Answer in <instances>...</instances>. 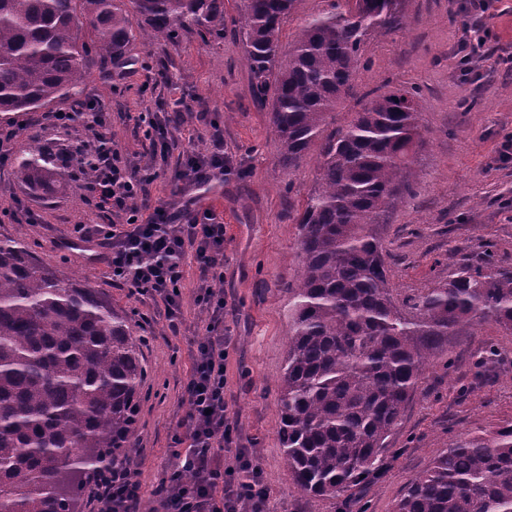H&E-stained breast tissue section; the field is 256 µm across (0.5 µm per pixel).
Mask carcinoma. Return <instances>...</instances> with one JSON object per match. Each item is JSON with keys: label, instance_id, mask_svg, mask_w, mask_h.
<instances>
[{"label": "carcinoma", "instance_id": "cac0c4a2", "mask_svg": "<svg viewBox=\"0 0 512 512\" xmlns=\"http://www.w3.org/2000/svg\"><path fill=\"white\" fill-rule=\"evenodd\" d=\"M133 4L145 41L224 30V0H0V115L76 98L95 69L125 58ZM295 0H240L256 100L278 160L295 170L318 146L316 186L297 218L278 400L288 475L310 497L345 496L379 478L389 438L426 369L464 326L512 329V270L493 251L399 300L378 228L411 191L421 140L416 88L371 92L329 128L377 31L406 28L404 0H330L282 52ZM15 178L49 194L62 174L33 146ZM146 370L126 317L93 289L0 238V512H78L105 460L133 447ZM394 512H512V425L451 442Z\"/></svg>", "mask_w": 512, "mask_h": 512}]
</instances>
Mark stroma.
I'll list each match as a JSON object with an SVG mask.
<instances>
[{"label":"stroma","mask_w":512,"mask_h":512,"mask_svg":"<svg viewBox=\"0 0 512 512\" xmlns=\"http://www.w3.org/2000/svg\"><path fill=\"white\" fill-rule=\"evenodd\" d=\"M463 0H405V31L374 35L366 44L350 90L332 115L345 125L369 92L419 87L423 95V141L415 155L411 195L400 197L380 229L387 247L390 284L401 297L447 279L463 260L493 249L512 268V157L498 147L512 134V70L500 56L512 54V0H496L488 25L489 58L463 75L453 47L461 36ZM244 47L233 26L221 37L201 40L162 35L133 40L129 61L95 72L81 94L102 112L104 133L123 165L149 177V203L182 202L193 196L180 179L182 152L209 149L207 132L224 133L233 172L197 199L224 222V278L228 301L224 321L235 346L226 370L225 401L240 442L257 450L256 462L270 491L272 512H356L341 500L312 498L289 479L278 435L279 381L286 363L288 287L297 275L299 228L294 219L315 187L317 150L288 172L277 161L270 112L254 99ZM180 110L182 119L166 160L152 155L137 118L147 109ZM60 100L34 112H15L0 133V237H16L42 264L60 269L108 299L145 340L140 358L148 371L133 455L140 460L143 499L169 473L174 438L190 410L184 383L192 350L205 321L194 305L195 265L186 264L182 283L183 322L171 332L161 302L112 282L96 239L80 238V224H120V215L100 212L88 180L74 158L93 139L91 124L78 120L59 127L54 112L74 110ZM39 134L63 181L46 198L32 193L13 173L15 158ZM194 197V196H193ZM30 217L14 220L15 204ZM450 366L435 364L423 374L417 393L390 437L381 477L362 491L367 512H394L410 482L457 438L492 435L512 424V330L493 323L461 329L448 341Z\"/></svg>","instance_id":"obj_1"}]
</instances>
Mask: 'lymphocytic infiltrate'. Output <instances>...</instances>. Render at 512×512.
<instances>
[{
  "label": "lymphocytic infiltrate",
  "mask_w": 512,
  "mask_h": 512,
  "mask_svg": "<svg viewBox=\"0 0 512 512\" xmlns=\"http://www.w3.org/2000/svg\"><path fill=\"white\" fill-rule=\"evenodd\" d=\"M493 2L464 0L461 6L465 20L455 53L464 73H471L482 57ZM210 141L207 153L184 152V176L192 189L207 190L229 172L223 137L215 133ZM92 148L96 162L90 189L98 207L132 218L125 228L100 224L95 229L101 244L109 248L106 259L113 280L161 300L174 323L181 315L179 288L185 259L193 258L198 271L194 303L207 322L204 336L194 344L193 366L185 384L190 405L185 434L176 437L174 467L156 490L163 512H267L268 490L251 449L235 444L224 401L231 339L224 325V291L216 286L223 278L224 224L212 210L193 218L188 206L175 203L139 217L135 201L143 191L141 181L120 165L105 134H97ZM224 448L232 449V456L222 457ZM185 471L192 474L191 482L181 480ZM137 475L138 462L131 456L104 470L94 482L91 512H135L141 498Z\"/></svg>",
  "instance_id": "obj_1"
}]
</instances>
